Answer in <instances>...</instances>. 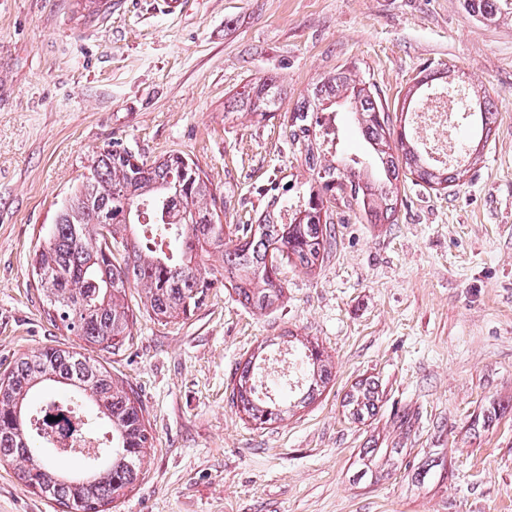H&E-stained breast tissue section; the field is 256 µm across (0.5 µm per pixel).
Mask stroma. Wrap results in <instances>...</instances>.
<instances>
[{
  "mask_svg": "<svg viewBox=\"0 0 512 512\" xmlns=\"http://www.w3.org/2000/svg\"><path fill=\"white\" fill-rule=\"evenodd\" d=\"M340 67L420 145L408 89L426 68L462 76L490 97L492 134L453 186L399 184L395 223L333 209L335 246L281 267L277 307L220 285L160 320L129 289V341L93 356L138 393L153 446L110 512H512V16L484 24L463 0H0V373L78 343L31 262L100 149L188 154L223 224L255 223L271 182H313L288 117ZM266 77L288 90L274 118L225 115ZM287 331L333 377L261 428L231 402L236 369ZM365 378L378 409L355 422L344 398ZM0 512L62 509L5 463Z\"/></svg>",
  "mask_w": 512,
  "mask_h": 512,
  "instance_id": "stroma-1",
  "label": "stroma"
}]
</instances>
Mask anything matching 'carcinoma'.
Segmentation results:
<instances>
[{"label": "carcinoma", "instance_id": "carcinoma-1", "mask_svg": "<svg viewBox=\"0 0 512 512\" xmlns=\"http://www.w3.org/2000/svg\"><path fill=\"white\" fill-rule=\"evenodd\" d=\"M482 23L512 14V0H464ZM287 92L273 78H261L234 98V109L264 120L280 108ZM346 98L358 114L360 133L378 158L379 170L368 177L363 162L342 157L320 165L314 150L318 115L325 106ZM468 114L477 118L475 131L490 137L493 104L466 100ZM290 138L306 143V160L318 167L317 180L303 192V203H289L293 187L274 184L256 225H237V237L224 231L215 208V193L200 166L190 157L171 153L148 164H131L129 152L107 147L92 160L90 176L60 210L32 260L35 282L48 307L47 315L86 345L100 351L122 346L131 336L134 312L121 303L129 288L145 294V306L160 319L185 316L207 298L218 281L229 283L239 301L256 311L273 308L282 297L279 252L305 269L320 264L335 243L325 203L337 198L355 207L370 224L393 220L397 183L413 177L429 187H448L464 176L461 165L431 164L411 145L403 131L392 127L389 108L366 87L339 69L317 82L293 109ZM111 220L107 246L94 225ZM212 252L224 256V266H206ZM308 372L304 383L288 392L305 404L328 384L331 368L317 345L303 352ZM252 355L237 368L232 401L258 426L284 420L289 407L281 398L282 383L263 392L261 372ZM48 382L70 388L91 401L100 418L112 423V447L91 453L48 457L35 452L36 432L28 402ZM350 416L362 420L374 414L379 401L376 383L366 379L345 396ZM153 436L134 389L118 384L98 360L71 349L45 348L20 356L0 376V463L21 461L18 477L33 492L58 502L64 512H107V506L135 486L145 449ZM74 465L64 471L58 461Z\"/></svg>", "mask_w": 512, "mask_h": 512}]
</instances>
